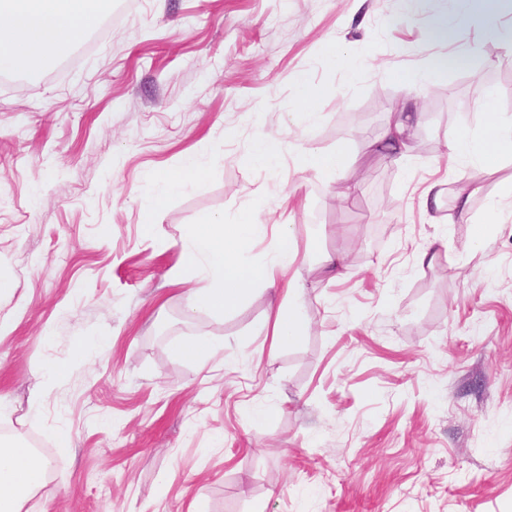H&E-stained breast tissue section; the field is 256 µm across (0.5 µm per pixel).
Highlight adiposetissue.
I'll list each match as a JSON object with an SVG mask.
<instances>
[{
	"label": "adipose tissue",
	"instance_id": "1",
	"mask_svg": "<svg viewBox=\"0 0 512 512\" xmlns=\"http://www.w3.org/2000/svg\"><path fill=\"white\" fill-rule=\"evenodd\" d=\"M94 0H0V74L20 71L30 81H39L49 59L61 58L100 22ZM411 100L397 103L374 147L394 155L408 150V125L412 118ZM485 125L480 139L461 133L448 136V156L460 159L475 157L489 167L512 155V120L497 110L494 98L482 100ZM203 168L188 163L175 174L162 173L156 181L159 192L142 199L145 218H153L167 197L200 180ZM266 227L256 215L243 213L236 222L225 223L214 216L193 225L183 243V258L189 267L206 266L210 277L206 284L193 288L189 296L190 311L205 310L216 314L237 309L257 285L273 284L276 269L288 266L295 256L291 225H282L272 265H257L243 254ZM271 336L274 344L291 345L300 339L304 322L297 290L273 312ZM47 465L29 446L19 442H0V512H21L25 501L44 482Z\"/></svg>",
	"mask_w": 512,
	"mask_h": 512
}]
</instances>
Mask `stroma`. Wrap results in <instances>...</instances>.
Wrapping results in <instances>:
<instances>
[{"instance_id":"stroma-1","label":"stroma","mask_w":512,"mask_h":512,"mask_svg":"<svg viewBox=\"0 0 512 512\" xmlns=\"http://www.w3.org/2000/svg\"><path fill=\"white\" fill-rule=\"evenodd\" d=\"M510 54L512 0H133L40 81H0V438L48 465L22 512H512V208L470 240L512 157L488 173L444 147L481 136L485 96L512 116ZM407 96L410 142L434 149L374 152ZM261 137L281 142L275 170L251 157ZM309 149L353 166L303 169ZM190 159L203 178L145 225L154 173ZM245 211L271 227L245 258L289 224L294 261L235 311L189 312L184 236ZM290 288L304 333L276 346ZM191 339L224 351L199 365L177 352Z\"/></svg>"}]
</instances>
